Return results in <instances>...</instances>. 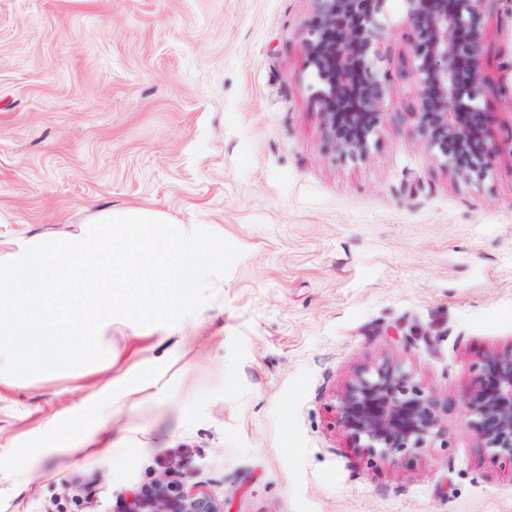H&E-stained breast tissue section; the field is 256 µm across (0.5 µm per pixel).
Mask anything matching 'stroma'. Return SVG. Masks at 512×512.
Segmentation results:
<instances>
[{"instance_id":"obj_1","label":"stroma","mask_w":512,"mask_h":512,"mask_svg":"<svg viewBox=\"0 0 512 512\" xmlns=\"http://www.w3.org/2000/svg\"><path fill=\"white\" fill-rule=\"evenodd\" d=\"M313 16L312 0H0V253L129 208L244 251L204 321L116 322L117 366L0 384V512H123L161 478L222 512H512V462L463 406L512 348V151L477 182L427 148L405 5L387 0L391 103L368 155L340 156L304 67ZM486 21L501 142L512 0ZM386 362L439 399L447 447L393 466L341 427L345 384ZM133 363L156 395L113 417L108 457L39 454L51 419L95 428L88 388Z\"/></svg>"}]
</instances>
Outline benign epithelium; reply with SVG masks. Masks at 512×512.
I'll return each mask as SVG.
<instances>
[{
    "instance_id": "7a95c632",
    "label": "benign epithelium",
    "mask_w": 512,
    "mask_h": 512,
    "mask_svg": "<svg viewBox=\"0 0 512 512\" xmlns=\"http://www.w3.org/2000/svg\"><path fill=\"white\" fill-rule=\"evenodd\" d=\"M305 66L317 82L314 100L336 151L358 159L388 110L390 75L377 68L380 16L387 0H312ZM412 29V77L419 130L451 172L482 177L499 147L485 137L481 105L487 0H403ZM463 404L482 446L512 462V351L485 357ZM338 415L360 448L397 465L444 435L434 396L400 367L366 369L346 385ZM124 512H222L207 493L155 481L132 493Z\"/></svg>"
}]
</instances>
